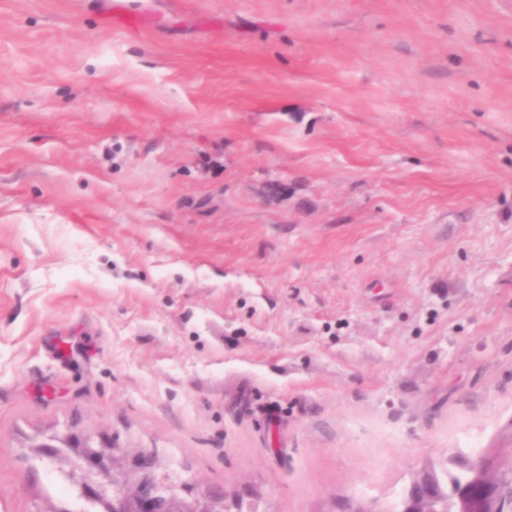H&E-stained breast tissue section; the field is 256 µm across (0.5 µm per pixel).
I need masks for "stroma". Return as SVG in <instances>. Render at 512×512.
<instances>
[{"instance_id": "35a3bbf8", "label": "stroma", "mask_w": 512, "mask_h": 512, "mask_svg": "<svg viewBox=\"0 0 512 512\" xmlns=\"http://www.w3.org/2000/svg\"><path fill=\"white\" fill-rule=\"evenodd\" d=\"M65 431L261 512L512 448V0H0V512ZM102 24L113 30L139 32L152 23V18L125 6H114L101 17Z\"/></svg>"}]
</instances>
